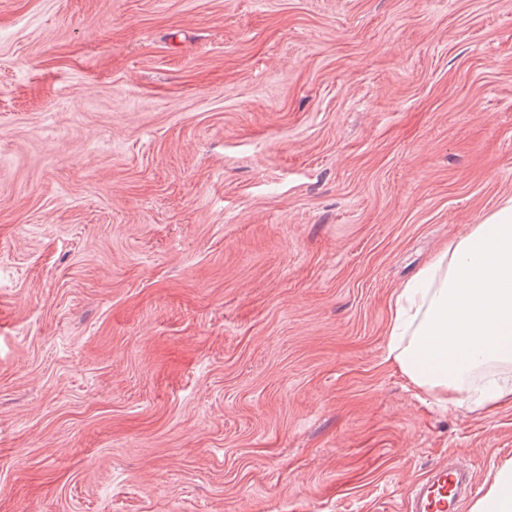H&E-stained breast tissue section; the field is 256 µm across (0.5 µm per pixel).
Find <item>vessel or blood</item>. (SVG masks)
Masks as SVG:
<instances>
[{
    "label": "vessel or blood",
    "instance_id": "1",
    "mask_svg": "<svg viewBox=\"0 0 512 512\" xmlns=\"http://www.w3.org/2000/svg\"><path fill=\"white\" fill-rule=\"evenodd\" d=\"M475 479L474 471L463 463L434 464L407 500L404 512H462Z\"/></svg>",
    "mask_w": 512,
    "mask_h": 512
}]
</instances>
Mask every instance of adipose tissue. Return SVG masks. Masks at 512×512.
<instances>
[{
  "label": "adipose tissue",
  "instance_id": "obj_1",
  "mask_svg": "<svg viewBox=\"0 0 512 512\" xmlns=\"http://www.w3.org/2000/svg\"><path fill=\"white\" fill-rule=\"evenodd\" d=\"M387 357L442 404L512 405V197L399 288ZM471 512H512V463Z\"/></svg>",
  "mask_w": 512,
  "mask_h": 512
}]
</instances>
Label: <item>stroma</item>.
I'll return each instance as SVG.
<instances>
[{"instance_id":"1","label":"stroma","mask_w":512,"mask_h":512,"mask_svg":"<svg viewBox=\"0 0 512 512\" xmlns=\"http://www.w3.org/2000/svg\"><path fill=\"white\" fill-rule=\"evenodd\" d=\"M508 196L512 0H0V512L487 489L387 330ZM475 473L461 462L435 463L407 500L405 512H461L473 493Z\"/></svg>"}]
</instances>
